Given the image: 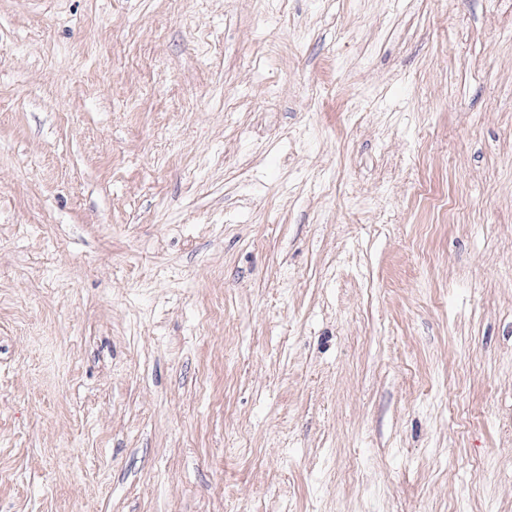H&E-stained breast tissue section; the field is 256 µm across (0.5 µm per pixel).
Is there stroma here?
Returning <instances> with one entry per match:
<instances>
[{
    "label": "stroma",
    "instance_id": "obj_1",
    "mask_svg": "<svg viewBox=\"0 0 512 512\" xmlns=\"http://www.w3.org/2000/svg\"><path fill=\"white\" fill-rule=\"evenodd\" d=\"M0 512H512V0H0Z\"/></svg>",
    "mask_w": 512,
    "mask_h": 512
}]
</instances>
